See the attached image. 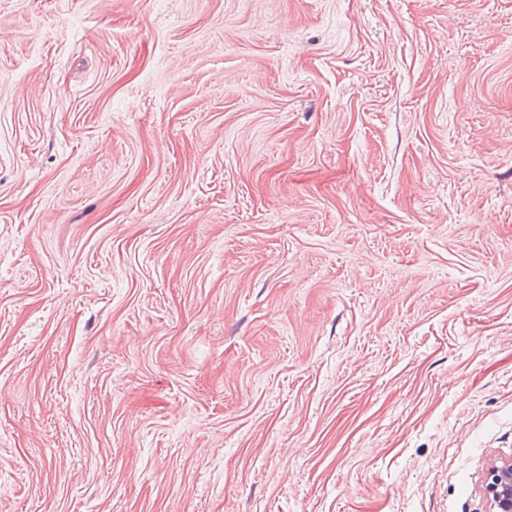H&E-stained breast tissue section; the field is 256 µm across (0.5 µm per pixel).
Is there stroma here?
Instances as JSON below:
<instances>
[{
	"instance_id": "stroma-1",
	"label": "stroma",
	"mask_w": 512,
	"mask_h": 512,
	"mask_svg": "<svg viewBox=\"0 0 512 512\" xmlns=\"http://www.w3.org/2000/svg\"><path fill=\"white\" fill-rule=\"evenodd\" d=\"M512 454V0H0V512H487ZM488 512H512V456L500 458L484 477Z\"/></svg>"
}]
</instances>
